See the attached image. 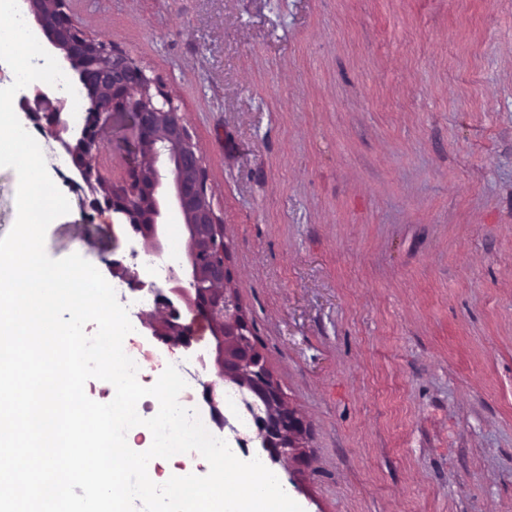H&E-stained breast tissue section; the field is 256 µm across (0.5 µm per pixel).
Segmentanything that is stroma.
Here are the masks:
<instances>
[{"label":"stroma","instance_id":"1","mask_svg":"<svg viewBox=\"0 0 512 512\" xmlns=\"http://www.w3.org/2000/svg\"><path fill=\"white\" fill-rule=\"evenodd\" d=\"M171 91L304 512H512V0H69ZM112 215L45 251L93 265Z\"/></svg>","mask_w":512,"mask_h":512}]
</instances>
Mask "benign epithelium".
<instances>
[{
    "mask_svg": "<svg viewBox=\"0 0 512 512\" xmlns=\"http://www.w3.org/2000/svg\"><path fill=\"white\" fill-rule=\"evenodd\" d=\"M24 3L47 37L51 55L77 73L76 93H91L84 114L66 108L69 95L51 98L33 87L20 98L24 119L49 134L54 150L70 158L74 177L87 188L81 209L109 211L115 223L132 226L148 254L164 250L170 214L183 218L186 261L169 275L168 293L154 298L153 307L140 310L137 317L150 336L171 350L193 344L188 326L171 313V302L205 319L212 335L208 362L225 386L239 392L253 422V436L235 440L244 447L254 444L273 463L294 455L302 447L306 426L288 406L252 339L251 323L232 286L224 225L208 194L204 159L179 119L173 97L112 40L75 25L68 0ZM116 115L126 119L140 146L119 186L105 174L100 155L103 134ZM105 265L113 283L137 286L132 268L116 260ZM204 400L218 429L237 432L212 388L206 389Z\"/></svg>",
    "mask_w": 512,
    "mask_h": 512,
    "instance_id": "benign-epithelium-1",
    "label": "benign epithelium"
}]
</instances>
